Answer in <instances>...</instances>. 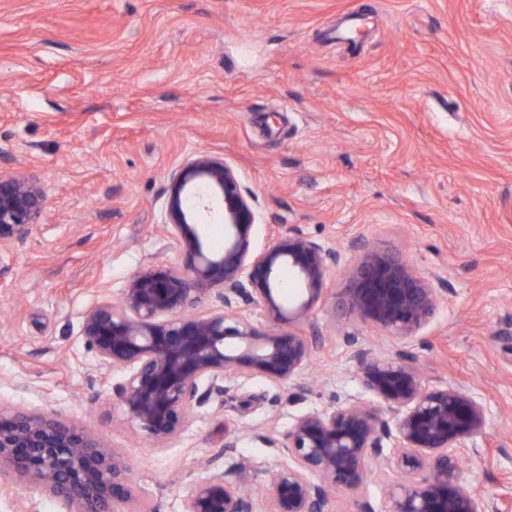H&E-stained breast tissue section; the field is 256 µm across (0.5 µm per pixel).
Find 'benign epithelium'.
Here are the masks:
<instances>
[{"instance_id":"benign-epithelium-1","label":"benign epithelium","mask_w":512,"mask_h":512,"mask_svg":"<svg viewBox=\"0 0 512 512\" xmlns=\"http://www.w3.org/2000/svg\"><path fill=\"white\" fill-rule=\"evenodd\" d=\"M224 202V250L213 252L196 231L200 192ZM43 186L22 171H0V243L23 242L41 226ZM258 210L235 169L224 158L197 154L169 177L162 234L182 262L146 263L127 280L118 301H102L83 316L79 336L98 366L118 370L112 401L128 428L162 448L177 437L210 394L221 395L238 374L280 385L297 381L311 344L297 331H282L288 316L305 319L323 297L336 255L301 234L279 233L254 249ZM359 259L344 301L363 322L395 338H413L433 316L447 289L392 254L357 245ZM304 285L292 311L279 301L284 271ZM208 297L221 306L195 312ZM261 308L270 322L259 331L233 307ZM363 387L374 403L351 399L314 408L293 418L272 442L286 463L274 470L262 505L219 477L198 482L182 512H332L329 491L365 486L370 461L393 440L402 474L389 512H498L495 502L462 483L459 455L482 434V401L448 385H428L415 358L405 353L375 356L353 350ZM455 454H448V449ZM429 467L422 483L412 475ZM129 466L93 430L51 412H29L0 403V476L24 477L73 512H124L133 499Z\"/></svg>"}]
</instances>
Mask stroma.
<instances>
[{"label": "stroma", "instance_id": "1", "mask_svg": "<svg viewBox=\"0 0 512 512\" xmlns=\"http://www.w3.org/2000/svg\"><path fill=\"white\" fill-rule=\"evenodd\" d=\"M208 152L257 200L255 249L278 232L334 252L308 391L242 374L165 449L129 433L79 336L144 263L169 265L168 177ZM43 183L44 228L0 244V401L98 433L132 467L135 512H181L198 481L263 500L271 438L312 408L366 398L350 340L416 357L430 386L480 398L461 482L512 512V0H0V170ZM400 255L448 289L429 323L395 339L340 305L353 243ZM361 493L388 512L391 442ZM0 512H68L24 480Z\"/></svg>", "mask_w": 512, "mask_h": 512}]
</instances>
